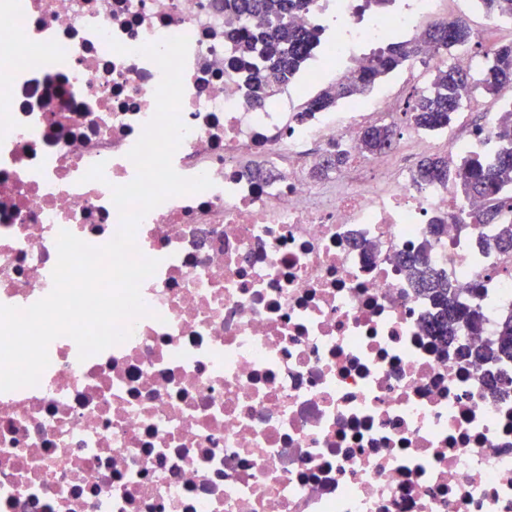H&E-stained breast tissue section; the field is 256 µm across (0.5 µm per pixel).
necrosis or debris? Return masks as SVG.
<instances>
[{
	"mask_svg": "<svg viewBox=\"0 0 512 512\" xmlns=\"http://www.w3.org/2000/svg\"><path fill=\"white\" fill-rule=\"evenodd\" d=\"M439 3L309 0L289 22L318 32L316 55L258 106L224 0H0V304L51 292L60 230L118 231L111 188L136 175L162 78L137 47L188 37L173 167L212 181L139 224L159 266L128 340L82 361L57 337L38 385L0 392V512H512V391L428 333L400 267L429 242L484 339L512 314V252L480 246L482 199L413 181L430 133L362 155L405 91L293 113L326 81L318 56L365 64L393 30L444 20ZM496 145L489 122L444 141L452 163ZM335 151L357 166L312 176Z\"/></svg>",
	"mask_w": 512,
	"mask_h": 512,
	"instance_id": "4bbe7bcc",
	"label": "necrosis or debris"
}]
</instances>
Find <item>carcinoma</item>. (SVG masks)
<instances>
[{
  "label": "carcinoma",
  "mask_w": 512,
  "mask_h": 512,
  "mask_svg": "<svg viewBox=\"0 0 512 512\" xmlns=\"http://www.w3.org/2000/svg\"><path fill=\"white\" fill-rule=\"evenodd\" d=\"M308 0H229L227 5L235 16L258 18L262 23L259 34H247L239 39L242 53L254 51L262 44L261 54L266 65L263 78L254 88V96L261 103L288 82L289 76L310 50L313 33L296 29L288 24L293 10L306 7ZM486 14L512 19V0H479ZM473 34L466 24L458 20L433 23L412 38L390 42L379 49L359 68L347 71L336 84L309 98L296 115L302 121L310 112L329 111L344 100L357 99L371 91L390 74L404 68L410 61L422 57L430 48L437 54L455 51L471 45ZM512 83V42L495 46L490 52L486 68L475 81L469 73L448 64L432 66L430 86L409 105L408 121L415 127L436 131L448 128L472 95L482 90L494 94ZM495 137L501 144L494 162L479 164L464 157L459 165L451 167L448 158L433 155L421 160L415 171L419 182L445 181L453 176L465 195H479L486 201L481 215L484 223H495L493 247L500 251L512 250V223H497L499 215L512 211V107L499 112L495 120ZM397 136L396 126L380 125L365 129L362 137L365 155H374L390 149ZM348 162V155L334 152L324 156L314 167V173L325 177ZM421 253L401 259L412 281L432 300L435 312L429 323L433 335L447 343L462 334L476 336L480 331L481 316L478 309L464 304L458 297V288L447 276L431 269ZM464 357L479 362H507L512 360V314L500 323L498 335L478 345L461 348Z\"/></svg>",
  "instance_id": "1"
}]
</instances>
